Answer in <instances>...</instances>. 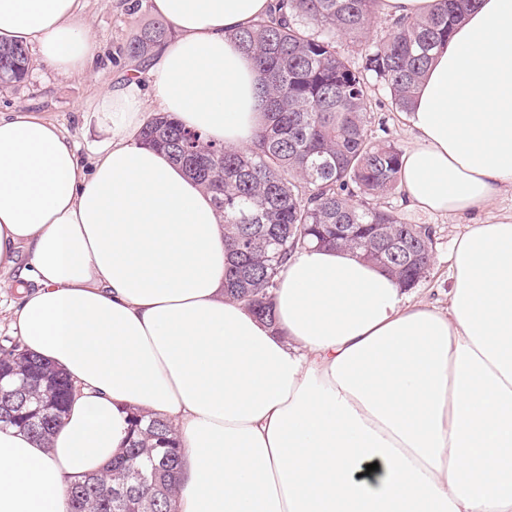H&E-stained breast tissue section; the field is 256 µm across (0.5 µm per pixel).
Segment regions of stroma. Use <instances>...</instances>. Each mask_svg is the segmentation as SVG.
Segmentation results:
<instances>
[{
    "mask_svg": "<svg viewBox=\"0 0 512 512\" xmlns=\"http://www.w3.org/2000/svg\"><path fill=\"white\" fill-rule=\"evenodd\" d=\"M128 0H85V19L96 37L99 48L89 69L66 77L58 76L48 65L34 62L25 81L0 84V113L18 109L42 113L74 137L83 164L92 161V147L100 140L93 113L96 97L105 89L131 73L146 74L147 66L131 60L126 46L146 23L155 19L148 7L130 10ZM367 97L372 105V119L382 120L386 139L407 149L415 132L407 114L395 111L386 90L378 83H369ZM389 202L412 224H425L434 231L433 265L411 294L414 300L448 306L449 253L453 240L464 233L471 216L429 214L406 206L402 195L390 197Z\"/></svg>",
    "mask_w": 512,
    "mask_h": 512,
    "instance_id": "obj_1",
    "label": "stroma"
}]
</instances>
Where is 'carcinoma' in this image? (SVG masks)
I'll return each instance as SVG.
<instances>
[{"instance_id":"carcinoma-1","label":"carcinoma","mask_w":512,"mask_h":512,"mask_svg":"<svg viewBox=\"0 0 512 512\" xmlns=\"http://www.w3.org/2000/svg\"><path fill=\"white\" fill-rule=\"evenodd\" d=\"M473 0H436L414 19L396 20L387 36L366 40L380 0H272L269 14L232 34L257 63L267 121L246 149L228 148L159 113L142 143L165 151L209 192L224 214L229 256L224 291L261 320L274 323V291L285 262L300 250H350L378 265L385 248L379 225L398 246L378 265L402 288L429 271V228L410 224L379 200L403 192L402 150L373 136L367 84L387 90L392 107L408 113L414 90L448 42ZM173 36L165 22L144 26L128 55L147 60ZM361 46L360 63L339 52L336 38ZM31 65L28 49L0 43V83L20 82ZM74 385L67 374L27 352L0 344L1 426L47 441L63 423ZM181 466L171 424L132 412L125 453L103 475L67 485L71 512H176Z\"/></svg>"}]
</instances>
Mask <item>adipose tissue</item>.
<instances>
[{
	"label": "adipose tissue",
	"mask_w": 512,
	"mask_h": 512,
	"mask_svg": "<svg viewBox=\"0 0 512 512\" xmlns=\"http://www.w3.org/2000/svg\"><path fill=\"white\" fill-rule=\"evenodd\" d=\"M269 4L148 0L175 36L151 90L125 79L97 97L91 168L44 115L0 113L12 326L75 385L49 442L0 428V512H70L68 481L122 453L135 408L176 429L177 512H512V217L455 239L447 308L350 251L311 248L284 264L271 325L224 294L212 196L139 140L156 109L251 145L259 73L231 34ZM82 10L0 0V40L58 74L86 69ZM409 121L411 207L463 215L512 187V0H475Z\"/></svg>",
	"instance_id": "1"
}]
</instances>
